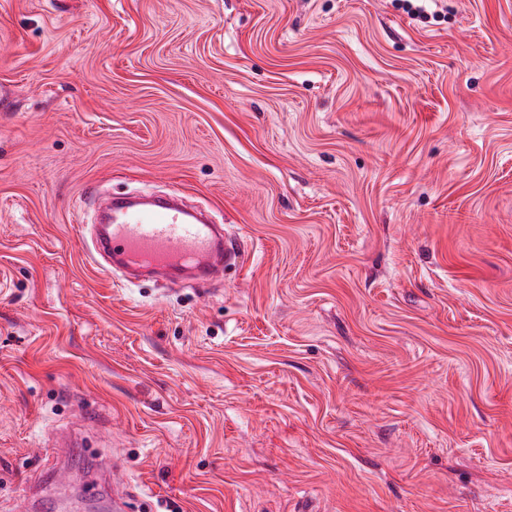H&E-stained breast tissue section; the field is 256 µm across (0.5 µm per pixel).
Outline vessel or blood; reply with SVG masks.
I'll list each match as a JSON object with an SVG mask.
<instances>
[{
    "mask_svg": "<svg viewBox=\"0 0 512 512\" xmlns=\"http://www.w3.org/2000/svg\"><path fill=\"white\" fill-rule=\"evenodd\" d=\"M111 217L91 225V252L108 267L159 271L170 279L192 272L198 285L210 284L238 258L222 228L186 209L177 199L141 201L113 197Z\"/></svg>",
    "mask_w": 512,
    "mask_h": 512,
    "instance_id": "b4317fda",
    "label": "vessel or blood"
}]
</instances>
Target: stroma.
<instances>
[{"instance_id":"obj_1","label":"stroma","mask_w":512,"mask_h":512,"mask_svg":"<svg viewBox=\"0 0 512 512\" xmlns=\"http://www.w3.org/2000/svg\"><path fill=\"white\" fill-rule=\"evenodd\" d=\"M0 0V512L94 411L126 512H512V0ZM182 193L205 288L89 256Z\"/></svg>"}]
</instances>
